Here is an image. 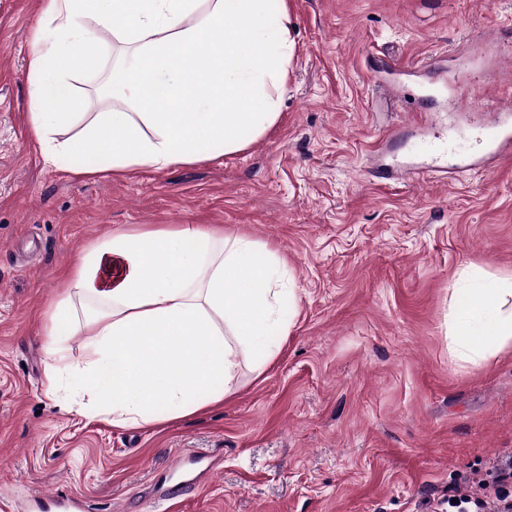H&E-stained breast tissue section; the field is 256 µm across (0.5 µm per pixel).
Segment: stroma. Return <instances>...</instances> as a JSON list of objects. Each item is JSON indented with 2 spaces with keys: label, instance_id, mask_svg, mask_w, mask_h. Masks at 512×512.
<instances>
[{
  "label": "stroma",
  "instance_id": "obj_1",
  "mask_svg": "<svg viewBox=\"0 0 512 512\" xmlns=\"http://www.w3.org/2000/svg\"><path fill=\"white\" fill-rule=\"evenodd\" d=\"M41 0H0V512L73 490L88 512H446L460 477L512 454V350L462 367L450 288L512 276V159L396 184L378 164L454 141L484 151L479 114H448L421 63L490 71L512 49V0H288L294 53L279 118L235 154L77 178L45 163L29 121ZM103 65L75 92L104 111ZM408 67L385 97L371 71ZM432 126L407 131L413 111ZM117 224H220L285 264L277 353L242 360L223 404L137 429L91 420L45 388L44 326L72 262ZM194 448L217 469L161 510L150 489Z\"/></svg>",
  "mask_w": 512,
  "mask_h": 512
}]
</instances>
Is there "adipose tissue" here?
I'll return each mask as SVG.
<instances>
[{
  "instance_id": "obj_1",
  "label": "adipose tissue",
  "mask_w": 512,
  "mask_h": 512,
  "mask_svg": "<svg viewBox=\"0 0 512 512\" xmlns=\"http://www.w3.org/2000/svg\"><path fill=\"white\" fill-rule=\"evenodd\" d=\"M30 61V122L46 163L77 177L163 170L243 150L278 118L294 39L287 0H44ZM122 47L100 112L56 141L82 107L73 80L99 63L94 31ZM282 267L266 245L219 224L113 227L78 258L45 328L46 387L94 399L92 418L141 428L223 403L236 345L269 353ZM450 290L449 351L478 365L512 348V279L463 273ZM80 321L89 362L67 357Z\"/></svg>"
}]
</instances>
